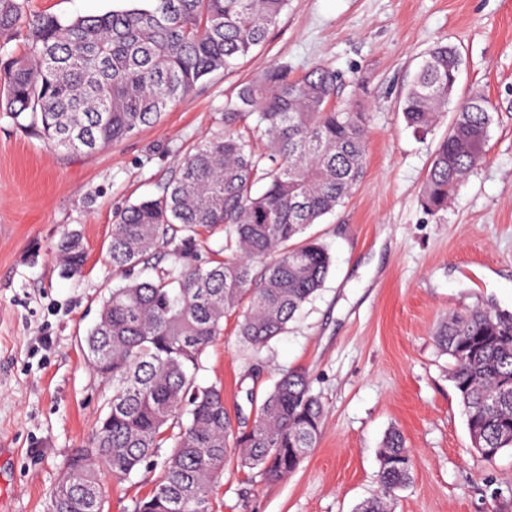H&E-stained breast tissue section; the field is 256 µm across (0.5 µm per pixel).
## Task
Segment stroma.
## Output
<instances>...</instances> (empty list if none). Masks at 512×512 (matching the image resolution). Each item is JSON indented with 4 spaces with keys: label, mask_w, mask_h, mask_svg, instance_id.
<instances>
[{
    "label": "stroma",
    "mask_w": 512,
    "mask_h": 512,
    "mask_svg": "<svg viewBox=\"0 0 512 512\" xmlns=\"http://www.w3.org/2000/svg\"><path fill=\"white\" fill-rule=\"evenodd\" d=\"M120 5L26 0L25 10L67 20ZM439 42L462 58L454 100L484 96L494 124L486 163L433 214L422 182L448 126L419 138L398 100ZM277 63L344 76L339 100L371 115L366 167L346 203L308 229L333 265L287 332L256 353L230 317L204 356L198 378L223 384L234 424L252 425L281 369L305 370L324 406L294 473L272 481L228 465L214 512H354L379 491V448L394 427L414 462L394 512H512V451L487 460L472 449L452 361L434 342L448 313L512 315V0H290L239 69L211 74L160 124L91 155L48 147L0 112V448L10 451L0 496L11 512H45L108 393L81 341L116 282L114 211L156 196L179 158L223 126L226 96ZM68 231L85 247L79 277L61 272L56 244ZM154 478L101 473L105 512H133Z\"/></svg>",
    "instance_id": "35a3bbf8"
}]
</instances>
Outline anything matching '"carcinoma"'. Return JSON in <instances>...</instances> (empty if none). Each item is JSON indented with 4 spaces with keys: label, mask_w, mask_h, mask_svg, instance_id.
Listing matches in <instances>:
<instances>
[{
    "label": "carcinoma",
    "mask_w": 512,
    "mask_h": 512,
    "mask_svg": "<svg viewBox=\"0 0 512 512\" xmlns=\"http://www.w3.org/2000/svg\"><path fill=\"white\" fill-rule=\"evenodd\" d=\"M66 22L27 15L0 0V39L24 52L0 59V112L53 148L93 153L159 123L171 104L209 75L236 68L277 27L289 0H129ZM461 71L455 48L424 54L400 96L406 125L425 137L442 121ZM341 77L326 65L292 75L276 64L224 101V128L179 159L155 197L116 211L107 254L119 282L84 337L91 369L112 388L85 449L68 457L47 512H104L99 472L127 480L159 470L133 512H212L230 458L271 480L294 472L320 435L323 406L307 374L283 370L249 429L239 430L218 383L197 374L224 318L237 314L242 343L258 351L285 333L323 287L328 247L307 228L342 205L363 177L369 115L336 102ZM488 100L454 110L423 179L436 213L487 158ZM220 234L231 252L210 264L188 258ZM161 246L169 267L141 280ZM63 271L82 273L77 233L58 244ZM471 442L492 460L512 450V319L484 308L452 312L435 336ZM381 492L357 512H389L413 479L402 433L379 451Z\"/></svg>",
    "instance_id": "carcinoma-1"
}]
</instances>
